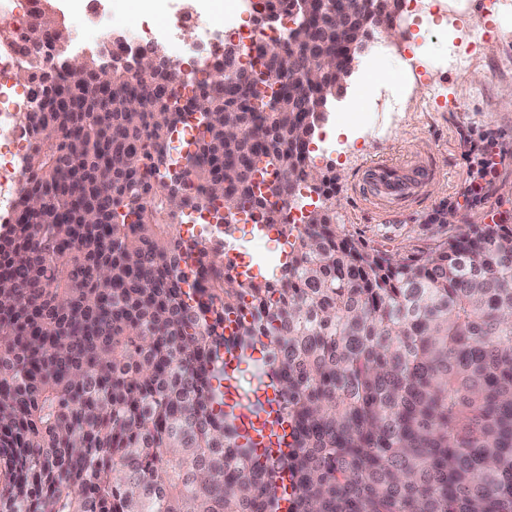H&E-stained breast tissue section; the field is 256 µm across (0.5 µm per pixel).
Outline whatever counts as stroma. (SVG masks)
Masks as SVG:
<instances>
[{
    "mask_svg": "<svg viewBox=\"0 0 512 512\" xmlns=\"http://www.w3.org/2000/svg\"><path fill=\"white\" fill-rule=\"evenodd\" d=\"M238 0H160L156 12L136 10L132 0H53L70 36L71 51L79 55L100 41L98 21L109 15L110 30L126 37L150 23L164 24L176 9H195L204 19L223 18ZM423 49L421 60L436 75L435 85L447 98L462 99L467 111L451 112L430 104L425 92H405L396 76L404 67L399 48L378 53L367 42L365 57H378V65L393 78L381 87L399 103L395 112L358 109L359 93L367 82V71L355 66L346 92L333 100L327 125L349 122L353 131L326 148L325 131H317L311 145L317 171L325 176L328 203L337 224L345 233L365 240L369 247L410 253L464 224H487L504 219L512 225V151L503 156L484 182V195L467 202L473 157L470 146L479 138L506 142L512 148V20H502L498 38L488 41L471 55L466 71L448 64V47L467 46L465 28L445 35L425 22L410 27ZM407 161L432 159L438 173L425 188V203L417 211L393 216L391 222H375L372 215L352 199L356 181L367 166L378 159ZM235 238L245 240L254 269L279 264L283 245L276 234L260 231L253 224H235Z\"/></svg>",
    "mask_w": 512,
    "mask_h": 512,
    "instance_id": "35a3bbf8",
    "label": "stroma"
}]
</instances>
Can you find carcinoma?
I'll return each mask as SVG.
<instances>
[{
    "label": "carcinoma",
    "instance_id": "obj_1",
    "mask_svg": "<svg viewBox=\"0 0 512 512\" xmlns=\"http://www.w3.org/2000/svg\"><path fill=\"white\" fill-rule=\"evenodd\" d=\"M41 13L9 42L37 110L20 117L23 210L0 225V512H281L285 469L288 512H512V227L465 224L403 256L346 236L321 199L290 224L254 176L279 178L284 202L313 177L301 85L240 109L212 72L201 84L217 118L176 140L188 115L156 87L183 86L180 66L116 67L104 107L89 96L93 64L78 76L42 66ZM371 28L325 20L318 40L277 43L267 64L288 45L339 58ZM62 95L83 109H55ZM182 157L193 182L167 207L160 165ZM220 159L237 193L227 206ZM202 199L224 225L261 210L293 238L288 261L243 277L224 240L175 233ZM189 259L205 277L186 291ZM244 312L234 344L267 358L241 363L292 426L288 452L264 463L222 410L224 322Z\"/></svg>",
    "mask_w": 512,
    "mask_h": 512
}]
</instances>
